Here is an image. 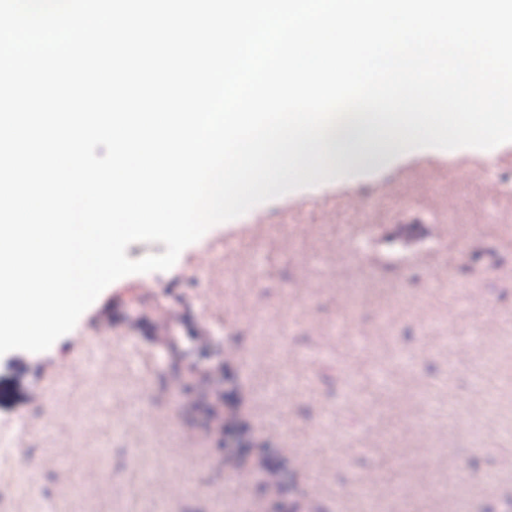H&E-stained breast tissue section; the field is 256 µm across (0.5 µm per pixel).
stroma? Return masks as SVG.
<instances>
[{
  "instance_id": "stroma-1",
  "label": "stroma",
  "mask_w": 512,
  "mask_h": 512,
  "mask_svg": "<svg viewBox=\"0 0 512 512\" xmlns=\"http://www.w3.org/2000/svg\"><path fill=\"white\" fill-rule=\"evenodd\" d=\"M403 217L422 232L386 257ZM169 329L194 330L203 367L225 362L245 391L255 438L298 458L306 512L512 497V150H448L314 202L281 195L170 270L113 282L47 351L0 355V431L18 434L0 512H274L257 475L225 465L194 393L165 380L155 338Z\"/></svg>"
}]
</instances>
